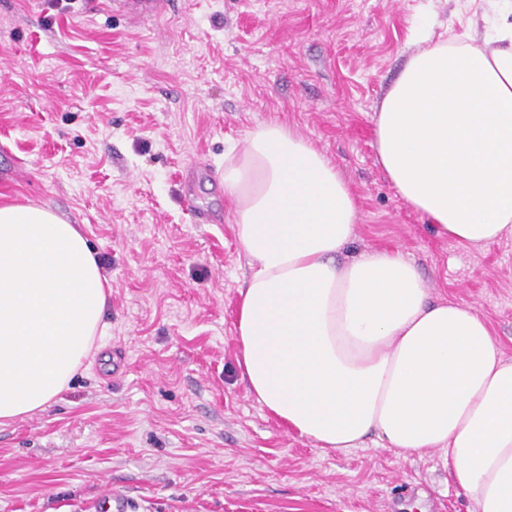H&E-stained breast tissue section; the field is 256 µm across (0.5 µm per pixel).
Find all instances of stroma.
I'll use <instances>...</instances> for the list:
<instances>
[{
    "mask_svg": "<svg viewBox=\"0 0 512 512\" xmlns=\"http://www.w3.org/2000/svg\"><path fill=\"white\" fill-rule=\"evenodd\" d=\"M425 2L171 0L135 23L92 0H0V205L79 225L112 287L68 388L0 425V512H94L107 488L134 512H474L438 454L320 448L237 366L246 268L220 176L230 142L270 120L358 196L343 260L400 250L512 360V240L437 236L377 161L378 108Z\"/></svg>",
    "mask_w": 512,
    "mask_h": 512,
    "instance_id": "35a3bbf8",
    "label": "stroma"
}]
</instances>
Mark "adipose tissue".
I'll return each mask as SVG.
<instances>
[{
	"label": "adipose tissue",
	"instance_id": "1",
	"mask_svg": "<svg viewBox=\"0 0 512 512\" xmlns=\"http://www.w3.org/2000/svg\"><path fill=\"white\" fill-rule=\"evenodd\" d=\"M417 49L384 96L376 152L404 201L466 249L512 239V0ZM248 275L237 363L299 436L344 453L372 440L438 453L476 512H512V360L472 306L431 300L401 253L340 263L358 198L278 122L224 157ZM108 282L78 225L35 203L0 207V422L35 413L106 333Z\"/></svg>",
	"mask_w": 512,
	"mask_h": 512
}]
</instances>
